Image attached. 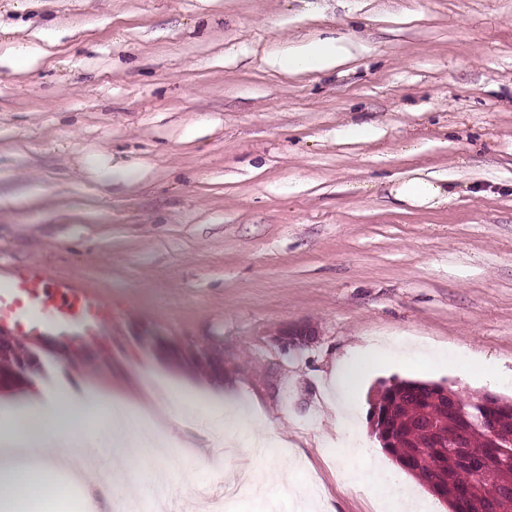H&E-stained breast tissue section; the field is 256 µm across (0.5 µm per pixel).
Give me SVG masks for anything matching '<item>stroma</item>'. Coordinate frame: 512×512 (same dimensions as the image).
Wrapping results in <instances>:
<instances>
[{
  "mask_svg": "<svg viewBox=\"0 0 512 512\" xmlns=\"http://www.w3.org/2000/svg\"><path fill=\"white\" fill-rule=\"evenodd\" d=\"M318 38L344 62L273 65ZM417 173L454 197L396 201ZM27 264L111 297L108 335L35 369L79 393L109 375L153 409L169 512L215 508L186 473L283 466L334 512H374L344 481L338 366L362 371L351 426L376 464L381 383L512 398V0H0V278ZM298 325L312 340L285 349ZM147 372L196 424L168 432ZM239 413L264 452L199 459Z\"/></svg>",
  "mask_w": 512,
  "mask_h": 512,
  "instance_id": "35a3bbf8",
  "label": "stroma"
}]
</instances>
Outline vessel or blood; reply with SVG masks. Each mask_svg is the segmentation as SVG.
Returning a JSON list of instances; mask_svg holds the SVG:
<instances>
[{
    "mask_svg": "<svg viewBox=\"0 0 512 512\" xmlns=\"http://www.w3.org/2000/svg\"><path fill=\"white\" fill-rule=\"evenodd\" d=\"M43 279V271L31 267L0 281V331L22 337L25 349L47 336L92 339L111 327V298L68 281L47 288Z\"/></svg>",
    "mask_w": 512,
    "mask_h": 512,
    "instance_id": "1",
    "label": "vessel or blood"
}]
</instances>
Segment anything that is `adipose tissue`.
<instances>
[{"label":"adipose tissue","mask_w":512,"mask_h":512,"mask_svg":"<svg viewBox=\"0 0 512 512\" xmlns=\"http://www.w3.org/2000/svg\"><path fill=\"white\" fill-rule=\"evenodd\" d=\"M342 56V46L312 41L280 51L278 62L289 72L324 71L336 66ZM393 195L400 202L437 207L447 204L453 192L442 182L416 176L394 189ZM29 399L36 403V410L19 413L10 430L0 434V512H42L41 505L52 491L81 490L84 482L71 467L68 450L95 417L111 431L112 444L118 449L116 468L124 474L123 481L112 488L113 498H137L143 484L163 477L158 465L160 444L136 419L124 416V392L88 401L65 385L46 401L35 382ZM49 423L58 426V433H47Z\"/></svg>","instance_id":"adipose-tissue-1"}]
</instances>
